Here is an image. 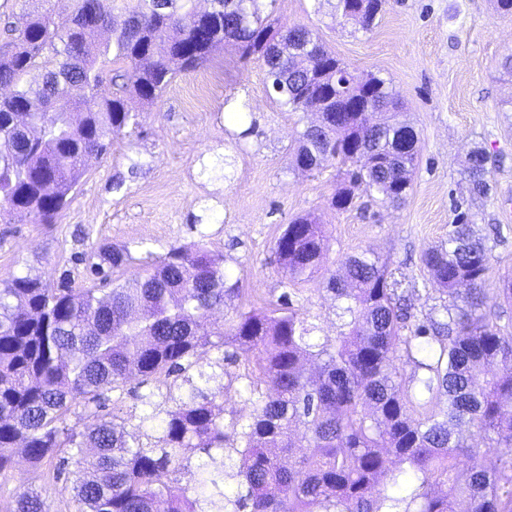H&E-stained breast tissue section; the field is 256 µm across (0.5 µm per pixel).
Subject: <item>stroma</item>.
Segmentation results:
<instances>
[{"label": "stroma", "mask_w": 512, "mask_h": 512, "mask_svg": "<svg viewBox=\"0 0 512 512\" xmlns=\"http://www.w3.org/2000/svg\"><path fill=\"white\" fill-rule=\"evenodd\" d=\"M273 16L317 30L351 70L392 81L419 137L413 188L403 204L382 206L358 188L348 210H331L333 193L348 184L339 165L328 161L313 172L290 165L296 134L315 114L281 108L267 92L261 62L242 59L227 45L177 75L152 106L130 102L139 133L114 138L106 155L86 160L55 223L20 215L0 223V281L28 273L54 288H99L103 282L89 261L99 247L128 248L131 263L114 272L124 280L144 273L148 257L202 239L241 280L243 307L261 308L287 291L332 336L340 320L320 279L289 290L274 254L286 224L308 215L325 228L327 269L373 250L411 289L418 324L441 304L423 254L464 212L488 246L486 292L494 294L499 278L512 276V78L499 66L512 53V16H501L495 0H387L368 32L334 21L330 6L316 0H275ZM235 111L253 124L238 142L231 138L240 128ZM477 145L491 158L485 197L472 195L462 175ZM219 157L228 162L224 176L204 174L203 165ZM197 215L203 223H194ZM144 392L131 375L119 419L155 437L156 424L143 419ZM22 482L41 495L48 512H77L68 485L21 456L8 477L0 476V512Z\"/></svg>", "instance_id": "35a3bbf8"}]
</instances>
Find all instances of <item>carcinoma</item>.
Segmentation results:
<instances>
[{"instance_id": "obj_1", "label": "carcinoma", "mask_w": 512, "mask_h": 512, "mask_svg": "<svg viewBox=\"0 0 512 512\" xmlns=\"http://www.w3.org/2000/svg\"><path fill=\"white\" fill-rule=\"evenodd\" d=\"M24 12L15 37L0 47V222L23 212L52 224L84 174V156L102 155L112 139L139 127L128 101L151 105L179 72L230 45L265 69L272 98L291 112L312 109L320 122L297 132L292 166L314 171L337 159L350 182L397 207L411 189L418 135L402 118L391 81L356 75L308 27L282 29L266 13L275 0H134L114 14L115 0H74L60 17L45 6ZM386 0H336L334 16L362 12L371 30ZM112 39L101 42L90 15ZM123 70L107 77L105 64ZM40 79H27L34 71ZM110 79L115 91L99 87ZM380 104L373 125L354 104ZM489 155L466 157L470 191H490ZM327 249L322 225L298 216L275 241L287 282L309 281ZM96 274L120 269L127 250L103 247ZM423 262L444 303L408 328V299L372 251L349 257L341 275L324 276L342 323L336 335L293 307L288 295L269 309L240 310V280L204 240L172 246L152 272L112 282L109 292L52 288L37 276L0 282V475L17 452L51 467L70 484L79 512H512V334L485 311L489 249L468 214ZM232 310L222 325L203 321L213 308ZM409 333H404V330ZM252 364L241 387L252 410L224 419V404L202 370ZM411 364L405 381L395 361ZM308 361L318 374L306 375ZM188 389L158 410L154 391L141 396L158 422V444L98 414L130 373L148 385L186 373ZM82 410H77V407ZM78 422L70 425L67 416ZM466 424L502 449L485 467L479 449L454 428ZM94 451L85 473L86 449ZM206 455L192 486L177 475L190 454ZM228 475L240 478L225 491ZM9 512H47L41 496L20 484Z\"/></svg>"}]
</instances>
